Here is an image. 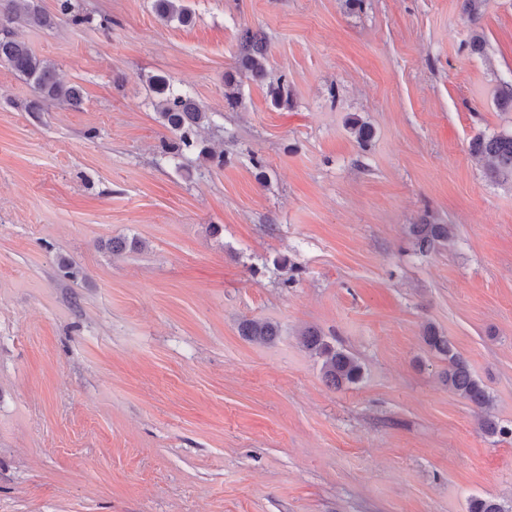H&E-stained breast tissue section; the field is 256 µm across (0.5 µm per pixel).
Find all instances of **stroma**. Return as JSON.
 <instances>
[{
    "instance_id": "stroma-1",
    "label": "stroma",
    "mask_w": 512,
    "mask_h": 512,
    "mask_svg": "<svg viewBox=\"0 0 512 512\" xmlns=\"http://www.w3.org/2000/svg\"><path fill=\"white\" fill-rule=\"evenodd\" d=\"M462 3L186 0L182 25L153 0H72L84 23L16 24L84 103L25 112L28 86L0 64V512L512 500V438L481 430L422 340L429 323L447 336L512 428V179L469 152L512 132L494 103L512 0H484L476 25ZM245 27L268 76L231 106ZM152 75L217 113L223 165L160 159ZM426 223L454 236L422 254L409 227ZM117 236L144 247L112 254ZM248 319L281 334L249 341ZM307 328L358 358L357 384L326 383Z\"/></svg>"
}]
</instances>
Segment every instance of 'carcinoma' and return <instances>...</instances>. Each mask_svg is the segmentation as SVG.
<instances>
[{
  "instance_id": "obj_1",
  "label": "carcinoma",
  "mask_w": 512,
  "mask_h": 512,
  "mask_svg": "<svg viewBox=\"0 0 512 512\" xmlns=\"http://www.w3.org/2000/svg\"><path fill=\"white\" fill-rule=\"evenodd\" d=\"M157 15L166 22L178 21L185 24L191 20V12L184 0H155ZM22 18L31 27L50 28L56 16L43 10L34 0H0V63L10 69L31 88L32 98L24 104L27 112H40L47 100H66L75 106L83 103V90L77 84L60 81L55 65L39 57L28 44L16 38L11 24ZM240 56L235 71L224 76L225 99L229 104L237 103L236 90L242 79L261 81L267 75V44L258 31L245 28L240 31ZM155 94V106L162 125L174 136L165 146L161 157L165 158L182 147L199 150V157L205 161H217L224 165V154L213 152L201 138V132L215 126L216 113L208 111L194 97L175 88L167 78L154 76L150 79ZM272 104L276 108L288 105L287 81L279 80L270 87ZM496 103L500 110H512V80L503 81L496 92ZM470 153L489 162L486 176L492 180L504 174H512V134L501 133L491 137H479L470 144ZM410 234L415 244L423 250L435 241L449 239L453 235L450 224H413ZM114 253L136 251L143 243L133 237H116L109 243ZM241 336L250 341L270 344L280 336L277 325L268 321L246 320L240 326ZM422 339L428 350L448 361L443 381L459 397L478 408L489 405L491 396L484 384L477 379L468 364L453 352L448 338L434 326L423 328ZM302 343L312 356L321 360V371L327 381L337 388L358 383L363 376L361 363L351 354L336 348L325 336L314 329L302 333ZM481 429L490 436H512V429L486 416ZM467 512H512V501L504 502L494 497H472Z\"/></svg>"
}]
</instances>
